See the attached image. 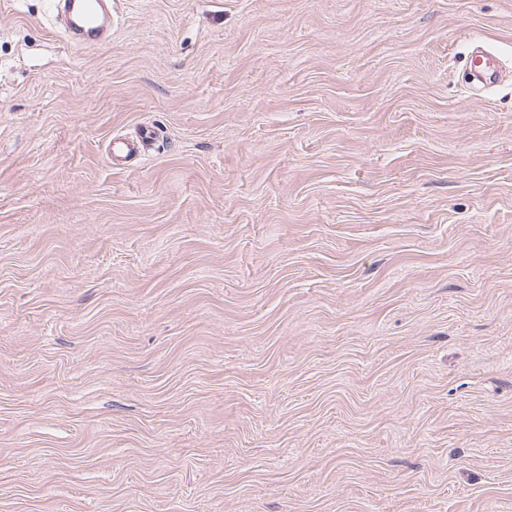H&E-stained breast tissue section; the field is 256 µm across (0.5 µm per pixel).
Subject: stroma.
<instances>
[{"label": "stroma", "instance_id": "1", "mask_svg": "<svg viewBox=\"0 0 512 512\" xmlns=\"http://www.w3.org/2000/svg\"><path fill=\"white\" fill-rule=\"evenodd\" d=\"M53 18L0 0V512H512V0ZM56 8L68 16L66 29L73 39L92 44L112 29V7L106 0H62ZM469 71L473 76L474 82L484 87L496 85L501 77L497 60L491 54L484 51L476 52L473 55ZM144 128L145 130L137 140H130L122 137L111 138L108 143V150L111 157L128 158L140 153L145 145L154 139L157 134L154 127Z\"/></svg>", "mask_w": 512, "mask_h": 512}]
</instances>
